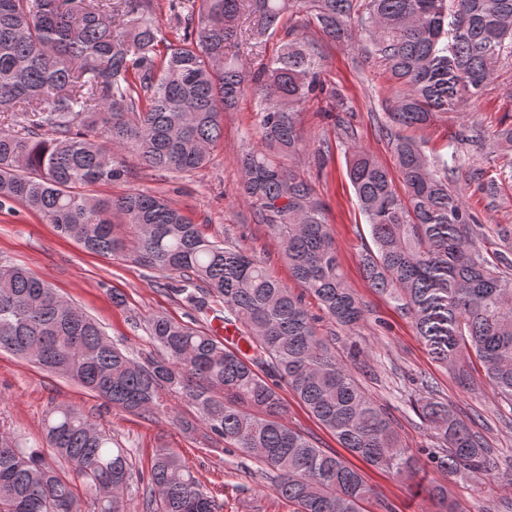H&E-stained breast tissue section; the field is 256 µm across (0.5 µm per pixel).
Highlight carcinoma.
I'll return each instance as SVG.
<instances>
[{"label": "carcinoma", "mask_w": 512, "mask_h": 512, "mask_svg": "<svg viewBox=\"0 0 512 512\" xmlns=\"http://www.w3.org/2000/svg\"><path fill=\"white\" fill-rule=\"evenodd\" d=\"M168 0L176 41L158 26L162 0H0V208L18 202L86 250L122 257L179 281L198 309L224 303L247 349L163 315L148 319L159 355L139 362L101 325L21 265L0 264V348L66 377L107 404L150 416L165 394L191 402L211 443L256 459L294 512H363L373 495L362 470L318 447L286 421L284 388L352 457L400 478L418 457L376 400L318 334L301 296L239 246L206 236L165 196L92 192L121 180L123 155L187 174L223 137L222 116L249 93L262 146L242 154L241 195L280 244L293 277L344 330L364 308L340 269L325 207L312 183L282 166L300 150L296 112L326 89L315 40L289 39L251 71L226 58L243 36L274 37L292 7L324 36L365 37L400 91L385 105L395 171L361 147L348 174L373 247L362 255L370 285L412 320L436 361L469 391L479 363L497 403L512 413V234L488 235L448 187V165L407 132L478 97L512 56V0ZM451 36V45L439 47ZM497 148L512 154V122ZM421 417L442 447L434 471L474 482L492 476L484 437L447 402ZM45 447L0 436V512H137L127 449L73 406L56 404ZM142 490L145 512H222L223 505L170 448L155 451ZM430 494L445 512L444 482Z\"/></svg>", "instance_id": "1"}]
</instances>
